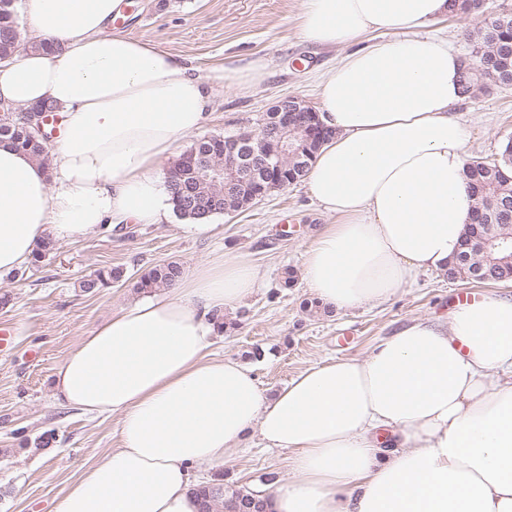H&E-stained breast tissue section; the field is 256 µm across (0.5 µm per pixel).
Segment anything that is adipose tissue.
Here are the masks:
<instances>
[{"label":"adipose tissue","instance_id":"1","mask_svg":"<svg viewBox=\"0 0 512 512\" xmlns=\"http://www.w3.org/2000/svg\"><path fill=\"white\" fill-rule=\"evenodd\" d=\"M123 0H21L34 42L0 61V100L59 117L51 169L0 142V275L39 243L107 226L161 224L173 204L159 166L199 130L217 87L249 90L254 60L203 79L147 42L107 33ZM448 0H303L304 38L346 52L322 74L332 136L307 175L335 223L306 249L322 304H381L426 272H447L470 222L469 129L461 58L420 30ZM394 39L359 45L366 32ZM237 257L206 262L124 306L56 370L64 406L118 419L119 444L55 512H199L193 469L239 454L252 433L288 451L294 479L264 493L271 512H512V296L414 318L363 358H329L275 393L251 366L213 357L214 315L258 288Z\"/></svg>","mask_w":512,"mask_h":512}]
</instances>
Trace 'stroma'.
I'll return each instance as SVG.
<instances>
[{
  "label": "stroma",
  "mask_w": 512,
  "mask_h": 512,
  "mask_svg": "<svg viewBox=\"0 0 512 512\" xmlns=\"http://www.w3.org/2000/svg\"><path fill=\"white\" fill-rule=\"evenodd\" d=\"M116 31L178 56L190 73L208 77L227 65L260 59L267 78L249 93L217 92L202 135L258 131L266 112L287 96L318 106V80L342 54L302 35V0H129ZM470 129L467 155L496 158L512 136V87H490L458 109ZM335 218L311 196L306 181L272 192L246 211L215 216L220 231L187 237L173 222L123 224L94 236L60 240L40 263L0 276V323L15 329L16 348L0 353V512H55L68 486L117 445V420L85 414L54 398V371L82 336L127 302L133 285L156 263L175 260L186 271L201 262L239 256L265 274L263 285L224 317L232 330L216 337L218 357L252 364L268 393L329 357H358L416 317L449 314L459 292H512V284L452 281L432 273L401 288L387 303L312 314L302 307L305 282L283 285L287 267L301 269L306 248ZM120 267L123 281L94 293L79 283L102 268ZM54 431L50 444L41 438ZM199 479L223 475L248 489L269 477L292 479L288 453L252 437L236 458L197 466Z\"/></svg>",
  "instance_id": "1"
}]
</instances>
